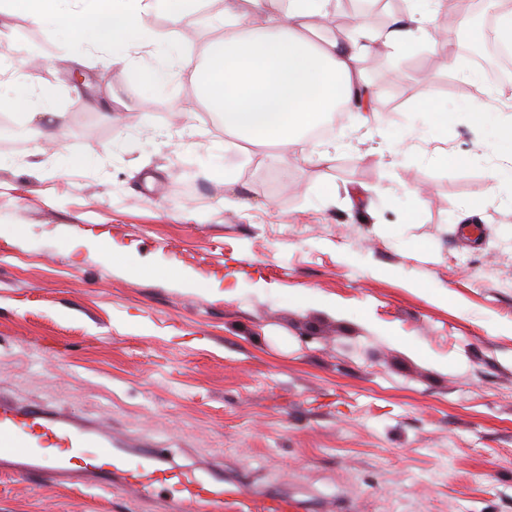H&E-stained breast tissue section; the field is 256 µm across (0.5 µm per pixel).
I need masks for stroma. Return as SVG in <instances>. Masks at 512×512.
<instances>
[{"instance_id": "stroma-1", "label": "stroma", "mask_w": 512, "mask_h": 512, "mask_svg": "<svg viewBox=\"0 0 512 512\" xmlns=\"http://www.w3.org/2000/svg\"><path fill=\"white\" fill-rule=\"evenodd\" d=\"M225 2L149 25L199 60ZM470 9V29L438 13L405 55L366 52L372 106L320 140L331 163L285 170L276 146L225 132L191 70L151 90L136 66L0 12V227L19 232L0 239V392L96 422L128 456L163 448L291 493L301 512H512V191L491 190L506 163L486 130L416 110L476 98L512 121V93L432 51L438 34L484 41V0ZM41 89L62 118L35 146L19 129ZM215 142L220 174L195 159ZM71 156L84 168L63 169ZM88 230L127 247V266L229 278L208 292L125 274L69 251ZM154 510L119 484L0 469V512Z\"/></svg>"}]
</instances>
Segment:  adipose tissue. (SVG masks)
<instances>
[{
    "mask_svg": "<svg viewBox=\"0 0 512 512\" xmlns=\"http://www.w3.org/2000/svg\"><path fill=\"white\" fill-rule=\"evenodd\" d=\"M0 0V5L26 15L47 35L67 25L86 48L102 49L113 63L132 65L146 47H164L157 64L140 71L144 87L162 89L174 71L192 69L193 93L224 121L225 130L241 141L279 148L278 161L289 166L295 157L327 163L329 151L309 150L307 132L332 119L337 106L362 99L359 64L368 51L363 30L324 41L312 39L307 24L326 19L331 0H232L224 11V35L208 48L202 62L166 49L165 34L147 25L165 7L179 24L195 12L196 0ZM440 0H408L405 13L379 34V47L406 54ZM464 120L491 126L489 146L512 163V122L496 120L489 105L463 103Z\"/></svg>",
    "mask_w": 512,
    "mask_h": 512,
    "instance_id": "ef3b65f1",
    "label": "adipose tissue"
}]
</instances>
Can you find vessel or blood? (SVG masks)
<instances>
[{
  "mask_svg": "<svg viewBox=\"0 0 512 512\" xmlns=\"http://www.w3.org/2000/svg\"><path fill=\"white\" fill-rule=\"evenodd\" d=\"M0 465L58 487L108 489L164 500L169 512H298L284 495H258L200 467H179L161 452L130 462L111 433L37 405L0 396Z\"/></svg>",
  "mask_w": 512,
  "mask_h": 512,
  "instance_id": "obj_1",
  "label": "vessel or blood"
}]
</instances>
